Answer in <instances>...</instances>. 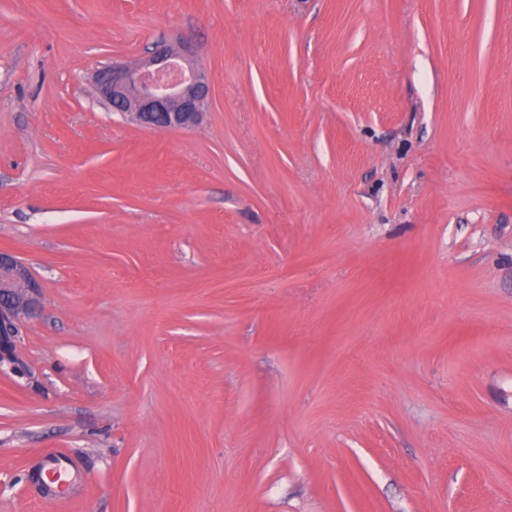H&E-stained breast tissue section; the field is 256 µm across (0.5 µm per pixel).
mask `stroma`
Segmentation results:
<instances>
[{
    "label": "stroma",
    "mask_w": 512,
    "mask_h": 512,
    "mask_svg": "<svg viewBox=\"0 0 512 512\" xmlns=\"http://www.w3.org/2000/svg\"><path fill=\"white\" fill-rule=\"evenodd\" d=\"M1 248L0 512H512V0H0ZM188 43L161 44L135 63L113 60L94 76L99 102L137 125L189 129L208 111L211 86ZM41 294L29 268L11 251L0 249V361L15 356L17 323L37 315Z\"/></svg>",
    "instance_id": "1"
}]
</instances>
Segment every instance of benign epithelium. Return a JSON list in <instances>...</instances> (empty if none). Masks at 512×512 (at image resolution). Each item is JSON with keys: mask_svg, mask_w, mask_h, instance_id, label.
I'll return each instance as SVG.
<instances>
[{"mask_svg": "<svg viewBox=\"0 0 512 512\" xmlns=\"http://www.w3.org/2000/svg\"><path fill=\"white\" fill-rule=\"evenodd\" d=\"M99 102L137 125L189 129L208 111L211 86L187 43L161 44L135 63L114 60L94 76ZM42 288L12 252L0 249V361L15 356L17 323L37 315Z\"/></svg>", "mask_w": 512, "mask_h": 512, "instance_id": "7a95c632", "label": "benign epithelium"}]
</instances>
